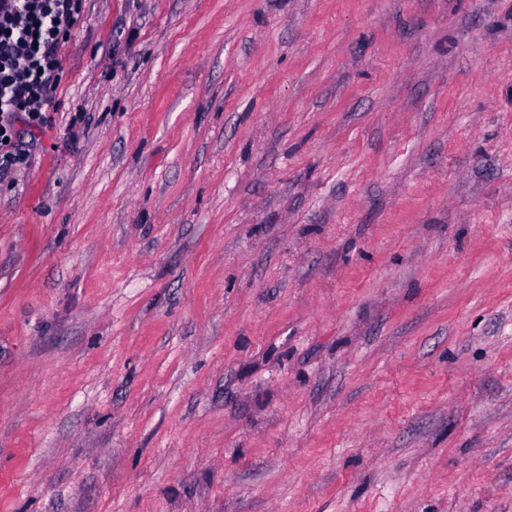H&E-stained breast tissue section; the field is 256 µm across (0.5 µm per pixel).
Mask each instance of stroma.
I'll return each mask as SVG.
<instances>
[{
    "instance_id": "stroma-1",
    "label": "stroma",
    "mask_w": 512,
    "mask_h": 512,
    "mask_svg": "<svg viewBox=\"0 0 512 512\" xmlns=\"http://www.w3.org/2000/svg\"><path fill=\"white\" fill-rule=\"evenodd\" d=\"M0 183V512H512V0H83Z\"/></svg>"
}]
</instances>
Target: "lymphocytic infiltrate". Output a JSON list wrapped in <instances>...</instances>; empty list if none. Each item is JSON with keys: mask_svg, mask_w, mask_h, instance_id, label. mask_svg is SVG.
<instances>
[{"mask_svg": "<svg viewBox=\"0 0 512 512\" xmlns=\"http://www.w3.org/2000/svg\"><path fill=\"white\" fill-rule=\"evenodd\" d=\"M81 0H0V182L30 162L20 129L40 131L62 78L61 52Z\"/></svg>", "mask_w": 512, "mask_h": 512, "instance_id": "1", "label": "lymphocytic infiltrate"}]
</instances>
